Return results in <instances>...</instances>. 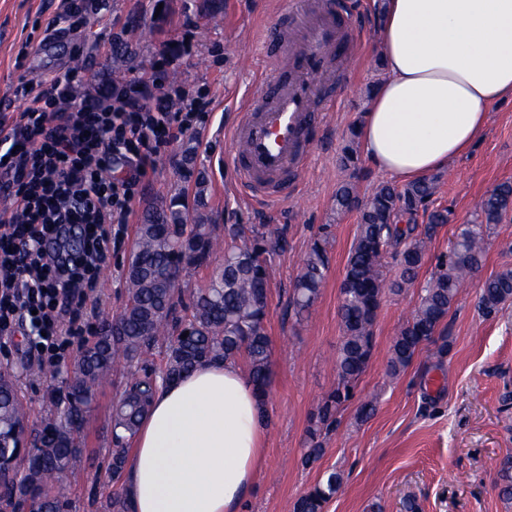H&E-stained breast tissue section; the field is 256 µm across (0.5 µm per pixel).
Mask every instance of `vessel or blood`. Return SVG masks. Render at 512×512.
<instances>
[{
	"label": "vessel or blood",
	"instance_id": "1",
	"mask_svg": "<svg viewBox=\"0 0 512 512\" xmlns=\"http://www.w3.org/2000/svg\"><path fill=\"white\" fill-rule=\"evenodd\" d=\"M266 43L279 63L258 105L233 130L242 145L233 164L248 192L278 198L285 177L299 174L310 156L314 117L333 102L357 31L340 0H301L275 21Z\"/></svg>",
	"mask_w": 512,
	"mask_h": 512
}]
</instances>
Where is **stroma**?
I'll list each match as a JSON object with an SVG mask.
<instances>
[{
    "mask_svg": "<svg viewBox=\"0 0 512 512\" xmlns=\"http://www.w3.org/2000/svg\"><path fill=\"white\" fill-rule=\"evenodd\" d=\"M288 2L222 0L215 16L204 0H93L81 15V35L71 34L68 42L41 52L37 46L58 0H0V115L23 108L21 86L39 84L70 67L82 71L84 98L128 80L151 78L160 53L171 52L178 32L192 29L190 50L179 55L166 80L201 89L210 103L201 121L155 159L139 185L136 207L141 212L161 208L178 193L191 204L201 194L202 214L216 234L228 224H276L286 230L287 250L269 259L270 425L245 512H293L302 492L333 470L342 473L343 485L324 512H404L409 498L417 512H512L496 483L500 461L512 455V308L491 318L476 308L482 283L512 268V222L493 226L481 268L443 321L446 354L428 346L398 377L385 373L393 339L419 301L420 282L448 254L457 227L476 222L480 198L498 183L512 181V103L493 106L473 150L439 173L437 191L420 209L418 221L427 226L430 212L444 209L448 222L436 228L417 284L383 296L372 360L338 426L322 434L320 460L310 468L302 463L306 430L322 396L336 384L340 287L357 233V212L336 210V189L349 177L338 159L383 69L374 0H348L359 30L348 84L324 112L307 166L287 198L249 202L231 165L238 145L230 129L273 73L272 64L262 61L260 44ZM188 148L195 151L189 171L183 166ZM325 224L331 232L326 279L308 315L299 317L290 302L292 282ZM135 238L131 225L112 245L99 272L97 303L57 371L32 361L29 327L16 328L7 344H0V362L15 375L31 429L42 425L53 398L61 396L68 364L93 342L101 322L122 307ZM125 380L124 366H117L85 417L83 460L63 482L71 512H102L118 490L108 473L111 415ZM367 399L376 400L377 411L361 423L357 410Z\"/></svg>",
    "mask_w": 512,
    "mask_h": 512,
    "instance_id": "stroma-1",
    "label": "stroma"
}]
</instances>
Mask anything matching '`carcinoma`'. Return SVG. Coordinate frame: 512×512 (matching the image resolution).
<instances>
[{
    "label": "carcinoma",
    "instance_id": "1",
    "mask_svg": "<svg viewBox=\"0 0 512 512\" xmlns=\"http://www.w3.org/2000/svg\"><path fill=\"white\" fill-rule=\"evenodd\" d=\"M438 179L425 178L402 188L382 185L365 201L356 186L343 183L336 190V210L359 213L354 247L348 257L339 309L343 340L336 356V388L320 400L317 420L309 429V448L304 462H316L323 452L319 437L337 422V414L372 358L373 331L383 296L399 294L412 283L425 263L436 227L448 223V210H435L428 225L401 224L399 217L414 215L436 193ZM481 221L463 224L455 236L448 259L440 262L421 288L411 316L396 333L387 361V374L405 371L426 344L447 348L440 325L462 288L482 266L491 226L512 212V181H504L479 203ZM224 235L236 241L226 249L224 241L199 216L189 223L186 204L179 197L160 210L144 214L137 225L135 248L126 272V298L105 332L88 346L74 365L68 381L63 412L44 419L47 441L37 449L43 464L29 466L25 475L6 485V496L28 503L30 512H61L69 508L58 487L62 478L80 463L84 441L79 434L97 390L124 361L128 378L112 407V481H121L129 447L118 430L132 435L147 411L161 381L181 378L197 366L212 361H235L243 356L258 390L271 384L270 338L266 331L269 270L266 255L288 248L281 228L230 224ZM329 240L314 238L293 284L292 305L297 313L308 311L320 294L328 270ZM218 252L221 267L206 287L192 293L177 311L179 280L183 271L201 266ZM393 258L399 277L385 273L386 259ZM512 302V269L487 279L480 288L477 309L484 316L499 314ZM163 356L162 369L154 368L155 353ZM26 416L14 375L0 378V428L11 429ZM501 494L512 499V456L499 469ZM342 486V477L323 475L295 502L294 512H323Z\"/></svg>",
    "mask_w": 512,
    "mask_h": 512
}]
</instances>
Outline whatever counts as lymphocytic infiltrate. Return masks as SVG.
<instances>
[{"label":"lymphocytic infiltrate","mask_w":512,"mask_h":512,"mask_svg":"<svg viewBox=\"0 0 512 512\" xmlns=\"http://www.w3.org/2000/svg\"><path fill=\"white\" fill-rule=\"evenodd\" d=\"M77 69L25 87L24 107L0 122V335L30 321L37 362L59 364L105 260L113 225L130 223L140 178L153 157L205 112L184 87L114 86L111 102L75 105ZM84 225L91 239L80 258L50 254L45 240Z\"/></svg>","instance_id":"1"}]
</instances>
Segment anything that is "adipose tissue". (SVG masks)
Returning <instances> with one entry per match:
<instances>
[{"label":"adipose tissue","mask_w":512,"mask_h":512,"mask_svg":"<svg viewBox=\"0 0 512 512\" xmlns=\"http://www.w3.org/2000/svg\"><path fill=\"white\" fill-rule=\"evenodd\" d=\"M378 40L384 75L358 141L390 180L446 170L512 101V0H383ZM269 421L236 361L160 385L132 437L128 512H243Z\"/></svg>","instance_id":"1"}]
</instances>
